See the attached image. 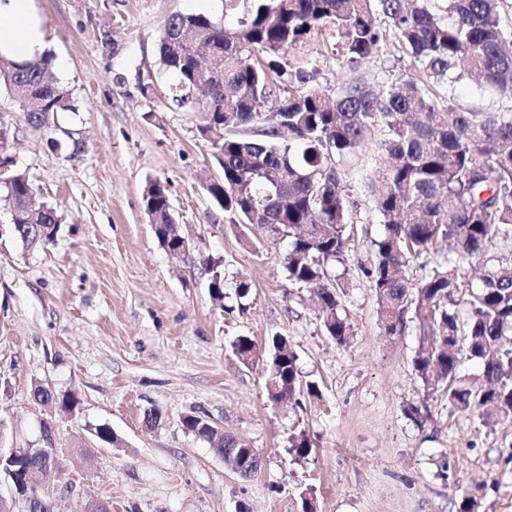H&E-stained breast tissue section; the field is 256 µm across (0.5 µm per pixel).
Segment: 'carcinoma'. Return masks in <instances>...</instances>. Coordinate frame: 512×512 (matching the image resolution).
<instances>
[{"mask_svg": "<svg viewBox=\"0 0 512 512\" xmlns=\"http://www.w3.org/2000/svg\"><path fill=\"white\" fill-rule=\"evenodd\" d=\"M504 0H224V14L243 13L226 27L202 14L170 16L158 44L164 70L173 76L170 101L184 108L205 103L201 135L223 176L207 184L212 203L233 228L253 229L268 239H287L288 281L317 286L323 329L337 345L352 336L342 315L347 285L329 273L346 252L351 186L340 161L360 148L376 127L386 131L382 173L369 179L372 207L383 231L374 242L369 271L385 332L415 323L420 341L413 370L427 390L444 388L448 405L483 423L512 419V257L498 258L467 299L466 318L456 310V262L483 255L512 226V112H470L449 90L466 76L512 100V24ZM384 23H379V20ZM329 29L333 53L354 64L395 39L427 77L376 93L361 79L331 95L307 85L299 70H286L288 52L308 35ZM23 99L28 123L50 126L71 109L69 90L54 73V56L15 60L0 54V89ZM259 126L254 136L232 134ZM288 136V142L280 139ZM13 233L24 248L54 240L62 218L36 203L26 174L12 172L0 184ZM144 211L156 238L170 254L182 234L166 183L147 179ZM434 252L448 257L417 284L404 276L411 259ZM209 288L226 298L217 266ZM233 354L245 366L256 361L249 336H238ZM474 361L483 382L459 375L461 354ZM268 401L277 406L318 395L302 380L288 338L271 336L265 347ZM35 400L69 409L76 400L34 385ZM184 429L206 442L238 475L257 474L256 449L208 420L187 415ZM314 444L305 431L288 437V453L301 462Z\"/></svg>", "mask_w": 512, "mask_h": 512, "instance_id": "cac0c4a2", "label": "carcinoma"}]
</instances>
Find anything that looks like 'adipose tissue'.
Masks as SVG:
<instances>
[{
    "label": "adipose tissue",
    "instance_id": "ef3b65f1",
    "mask_svg": "<svg viewBox=\"0 0 512 512\" xmlns=\"http://www.w3.org/2000/svg\"><path fill=\"white\" fill-rule=\"evenodd\" d=\"M43 51V34L32 0H0V53L24 58Z\"/></svg>",
    "mask_w": 512,
    "mask_h": 512
}]
</instances>
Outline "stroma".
Wrapping results in <instances>:
<instances>
[{
    "label": "stroma",
    "mask_w": 512,
    "mask_h": 512,
    "mask_svg": "<svg viewBox=\"0 0 512 512\" xmlns=\"http://www.w3.org/2000/svg\"><path fill=\"white\" fill-rule=\"evenodd\" d=\"M54 71L73 108L50 127L32 128L16 95L0 92L9 139L0 154L26 172L37 201L64 221L54 242L27 250L0 204V446H39L51 423L61 470L57 512H301L313 493L318 512H512V422L483 424L458 412L443 392L427 391L412 359L414 323L390 335L378 318L368 271L382 221L362 183L381 163L375 141L347 157L353 239L330 267L348 288L342 305L348 346L323 330L308 288L289 283L288 245L248 248L208 197L220 177L200 135L203 106L179 108L166 96L169 75L156 52L175 13L224 19V0H32ZM110 30L102 42L101 30ZM317 32L287 56L326 93L363 78L377 90L422 80L398 43L348 63ZM166 182L189 258L171 256L142 205L146 179ZM512 255V230L486 258L461 263L458 310L478 289L485 261ZM227 285L247 281L245 309L215 301L210 266ZM288 336L316 398L273 408L263 363L244 366L230 343ZM78 399L74 412L37 404L33 387ZM426 403L416 424L409 404ZM160 415L147 425L144 415ZM205 417L248 440L258 473L240 478L207 443L185 431V415ZM109 425L117 446L99 443ZM306 431L314 444L294 462L288 437Z\"/></svg>",
    "instance_id": "1"
}]
</instances>
